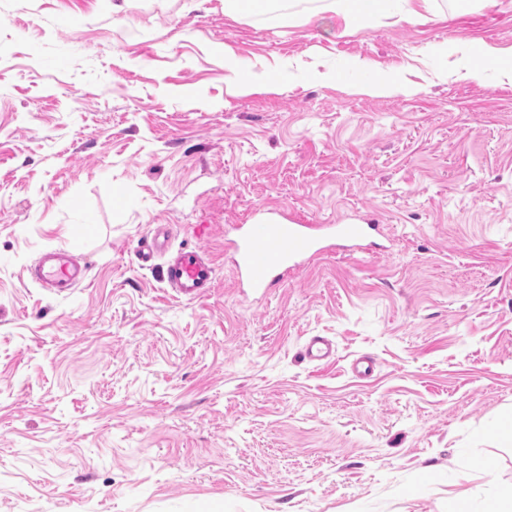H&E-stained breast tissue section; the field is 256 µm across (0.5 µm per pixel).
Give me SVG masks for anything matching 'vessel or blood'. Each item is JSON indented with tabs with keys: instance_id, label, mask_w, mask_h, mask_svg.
Wrapping results in <instances>:
<instances>
[{
	"instance_id": "obj_1",
	"label": "vessel or blood",
	"mask_w": 512,
	"mask_h": 512,
	"mask_svg": "<svg viewBox=\"0 0 512 512\" xmlns=\"http://www.w3.org/2000/svg\"><path fill=\"white\" fill-rule=\"evenodd\" d=\"M227 233L226 247L241 288L260 297L336 251L371 254L387 249L382 225L351 218L335 224H308L268 206L256 207L249 223L229 225ZM167 243V228L155 225L138 251L141 264L153 266ZM84 270L85 264L77 255L57 249L40 254L32 274L42 287L63 293L83 282ZM160 276L180 297L197 299L212 288L214 266L202 250L182 249L162 266ZM304 355L320 365L332 357L333 347L327 338L313 336L304 346Z\"/></svg>"
}]
</instances>
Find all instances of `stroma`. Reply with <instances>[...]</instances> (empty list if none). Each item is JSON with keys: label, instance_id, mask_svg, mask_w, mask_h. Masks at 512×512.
<instances>
[{"label": "stroma", "instance_id": "stroma-1", "mask_svg": "<svg viewBox=\"0 0 512 512\" xmlns=\"http://www.w3.org/2000/svg\"><path fill=\"white\" fill-rule=\"evenodd\" d=\"M112 3L0 0V512L512 499V0ZM260 205L392 247L246 295L224 227ZM157 224L204 297L140 265ZM59 248L87 265L61 295L28 274ZM160 276L180 297L197 299L213 287L214 266L201 249H180L161 267ZM304 355L310 362L321 365L333 357L332 343L323 336H312L304 346Z\"/></svg>", "mask_w": 512, "mask_h": 512}]
</instances>
